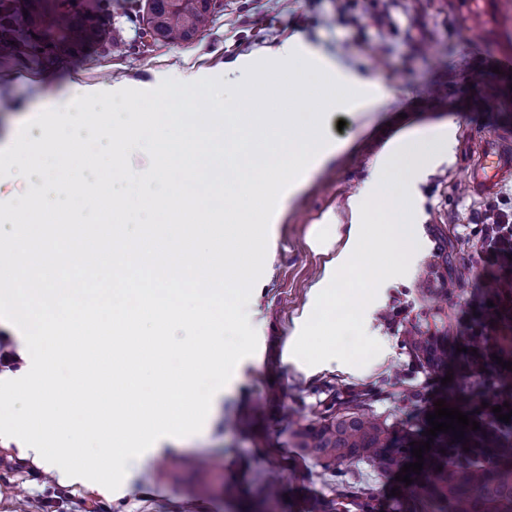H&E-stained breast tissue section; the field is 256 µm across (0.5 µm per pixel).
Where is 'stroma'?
I'll return each mask as SVG.
<instances>
[{
	"label": "stroma",
	"instance_id": "stroma-1",
	"mask_svg": "<svg viewBox=\"0 0 512 512\" xmlns=\"http://www.w3.org/2000/svg\"><path fill=\"white\" fill-rule=\"evenodd\" d=\"M389 14L391 33L379 36L370 12ZM137 0H109L106 19L122 27L120 47H87L80 68L86 82L144 80L169 68L223 70L237 56L297 35L314 50L376 81L385 91L407 95L404 114L387 110L370 129L355 118L329 115V135L342 143L337 158L313 173L286 204L276 226V248L267 276L248 305L250 320L265 327L262 362L243 358L219 390L202 430L180 448L147 460L127 496L110 499L97 490L62 481L18 448L0 447V512H320L345 491L372 492L379 512H413L417 491L366 461L326 464L294 446L296 423L321 419L330 403L409 431L422 442L437 400L471 413L474 377L461 359L435 371L409 344L413 331L429 333L448 324L450 349L465 347L464 321L475 316L477 276L445 288L463 271L469 248L451 224H479L490 206L512 210V179L486 198L467 193V163L482 139L512 131V82L494 81V101L469 82L471 67L490 72L512 53V0H359L345 15L338 0H223L207 27L190 42L142 45ZM67 58L46 50L0 54V138L29 110L42 109L71 91ZM454 119L459 127L455 160L431 167L415 190L422 252L412 272L380 282L364 323H337L336 349L365 361V369L332 367L308 375L283 363L281 353L294 318L308 300L326 258L308 244L313 224L325 214L348 223L347 201L369 176L374 156L389 137L413 126ZM412 301L408 330L388 329L380 318L394 298ZM248 418L241 430L236 417ZM272 483L281 498L264 500L258 489Z\"/></svg>",
	"mask_w": 512,
	"mask_h": 512
}]
</instances>
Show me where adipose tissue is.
Returning <instances> with one entry per match:
<instances>
[{
  "instance_id": "ef3b65f1",
  "label": "adipose tissue",
  "mask_w": 512,
  "mask_h": 512,
  "mask_svg": "<svg viewBox=\"0 0 512 512\" xmlns=\"http://www.w3.org/2000/svg\"><path fill=\"white\" fill-rule=\"evenodd\" d=\"M458 125L454 120L418 127L389 139L377 155L370 176L348 201L350 223L341 226L335 216H325L310 237L316 252L331 254L310 292L305 314L294 323L291 338L282 353L284 362L312 374L336 365L335 351L314 356L308 346L319 329L336 324L340 308L363 309L369 301L367 291L347 293L337 290L339 273L352 268L365 252L378 250L383 262L374 276L385 278L391 267L413 265L421 251L416 235L418 220L413 205L416 178L433 164L452 161L457 144ZM383 218L382 227H375L373 214Z\"/></svg>"
}]
</instances>
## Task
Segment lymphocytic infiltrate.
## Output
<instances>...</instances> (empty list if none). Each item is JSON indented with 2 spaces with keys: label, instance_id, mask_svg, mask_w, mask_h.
<instances>
[{
  "label": "lymphocytic infiltrate",
  "instance_id": "f902f5d3",
  "mask_svg": "<svg viewBox=\"0 0 512 512\" xmlns=\"http://www.w3.org/2000/svg\"><path fill=\"white\" fill-rule=\"evenodd\" d=\"M454 231L470 249L467 265L479 271L488 302L481 318L468 329L465 365L475 377L479 385L477 394L484 402L475 419L480 425V435L499 438L508 425L497 419L493 409L506 402L512 404V391L499 385L504 370L494 359L497 347L492 338L503 326L512 323V212L492 209L486 213L483 223L458 224Z\"/></svg>",
  "mask_w": 512,
  "mask_h": 512
}]
</instances>
